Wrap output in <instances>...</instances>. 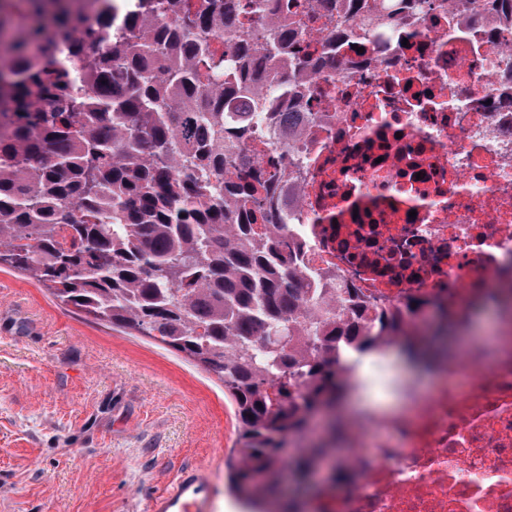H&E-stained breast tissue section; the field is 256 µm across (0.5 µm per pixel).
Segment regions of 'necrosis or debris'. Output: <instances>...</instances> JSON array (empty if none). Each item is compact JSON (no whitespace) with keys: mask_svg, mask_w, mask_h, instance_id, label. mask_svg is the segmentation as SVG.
Wrapping results in <instances>:
<instances>
[{"mask_svg":"<svg viewBox=\"0 0 512 512\" xmlns=\"http://www.w3.org/2000/svg\"><path fill=\"white\" fill-rule=\"evenodd\" d=\"M372 25L336 0L333 22L301 33L308 94L268 99L241 153L283 190L294 285L393 313L375 361L429 335L441 306L463 339L431 376L390 369L398 408L345 415L348 481L308 512H512V10L430 0L361 38ZM479 297L495 305L489 335L471 330Z\"/></svg>","mask_w":512,"mask_h":512,"instance_id":"1","label":"necrosis or debris"}]
</instances>
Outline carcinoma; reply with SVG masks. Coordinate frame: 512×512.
Here are the masks:
<instances>
[{"label":"carcinoma","mask_w":512,"mask_h":512,"mask_svg":"<svg viewBox=\"0 0 512 512\" xmlns=\"http://www.w3.org/2000/svg\"><path fill=\"white\" fill-rule=\"evenodd\" d=\"M28 0L15 28L16 79L0 82V267L26 273L67 307L181 353L224 385L238 421L228 487L259 512L293 499L319 464L334 465V421L311 418L343 397L339 349L371 347L364 306L307 314L289 280L294 257L277 212L239 168L253 134L228 104L262 101L255 74L288 56L273 91L300 102L309 65L298 31H238L236 0ZM429 0L373 14L393 30ZM259 21L291 0H248ZM229 35L228 58L215 42Z\"/></svg>","instance_id":"cac0c4a2"}]
</instances>
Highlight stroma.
<instances>
[{
  "instance_id": "1",
  "label": "stroma",
  "mask_w": 512,
  "mask_h": 512,
  "mask_svg": "<svg viewBox=\"0 0 512 512\" xmlns=\"http://www.w3.org/2000/svg\"><path fill=\"white\" fill-rule=\"evenodd\" d=\"M236 436L214 376L0 269V512H149L189 465L214 512H244L224 493Z\"/></svg>"
}]
</instances>
